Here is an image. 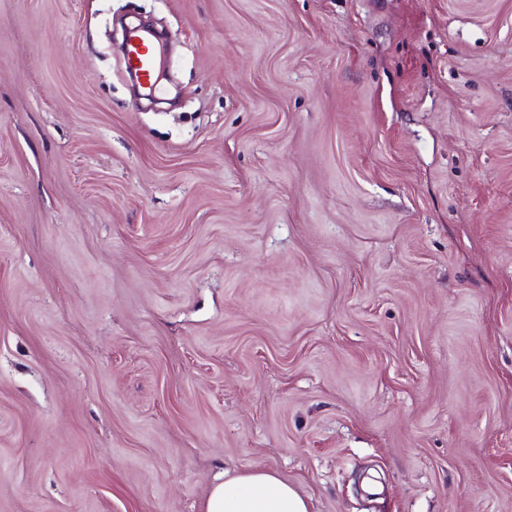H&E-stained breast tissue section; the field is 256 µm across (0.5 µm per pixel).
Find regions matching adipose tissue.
Returning a JSON list of instances; mask_svg holds the SVG:
<instances>
[{"instance_id": "adipose-tissue-1", "label": "adipose tissue", "mask_w": 512, "mask_h": 512, "mask_svg": "<svg viewBox=\"0 0 512 512\" xmlns=\"http://www.w3.org/2000/svg\"><path fill=\"white\" fill-rule=\"evenodd\" d=\"M204 512H310L308 501L276 473L253 468L225 471L212 485Z\"/></svg>"}]
</instances>
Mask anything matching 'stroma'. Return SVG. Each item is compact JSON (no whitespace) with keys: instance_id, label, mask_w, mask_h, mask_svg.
I'll return each instance as SVG.
<instances>
[{"instance_id":"obj_1","label":"stroma","mask_w":512,"mask_h":512,"mask_svg":"<svg viewBox=\"0 0 512 512\" xmlns=\"http://www.w3.org/2000/svg\"><path fill=\"white\" fill-rule=\"evenodd\" d=\"M255 467L512 512V0H0V512ZM137 34L132 35L128 46V62L141 74L142 77L151 80L152 74L155 71L158 55L161 51L150 43H138L134 41ZM129 68L128 75L131 79V86L133 92H138V88L143 83L140 81V76L137 71Z\"/></svg>"}]
</instances>
